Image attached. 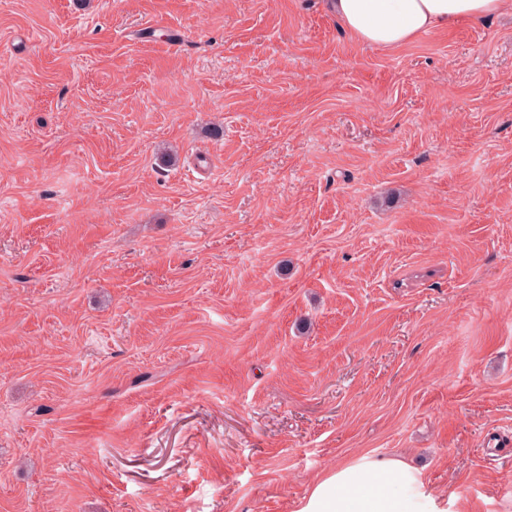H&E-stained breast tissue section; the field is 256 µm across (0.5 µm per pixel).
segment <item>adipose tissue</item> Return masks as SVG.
Instances as JSON below:
<instances>
[{
    "label": "adipose tissue",
    "mask_w": 512,
    "mask_h": 512,
    "mask_svg": "<svg viewBox=\"0 0 512 512\" xmlns=\"http://www.w3.org/2000/svg\"><path fill=\"white\" fill-rule=\"evenodd\" d=\"M508 0H328L341 26L361 43L396 48L462 20L501 13ZM420 471L404 459L364 453L322 475L297 512H447Z\"/></svg>",
    "instance_id": "ef3b65f1"
}]
</instances>
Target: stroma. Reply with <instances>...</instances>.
I'll list each match as a JSON object with an SVG mask.
<instances>
[{"label": "stroma", "mask_w": 512, "mask_h": 512, "mask_svg": "<svg viewBox=\"0 0 512 512\" xmlns=\"http://www.w3.org/2000/svg\"><path fill=\"white\" fill-rule=\"evenodd\" d=\"M508 439L512 7L0 0V512H512ZM341 26L366 45L396 48L462 20L501 13L509 0H327ZM445 505L404 459L364 453L316 480L296 512H447Z\"/></svg>", "instance_id": "35a3bbf8"}]
</instances>
